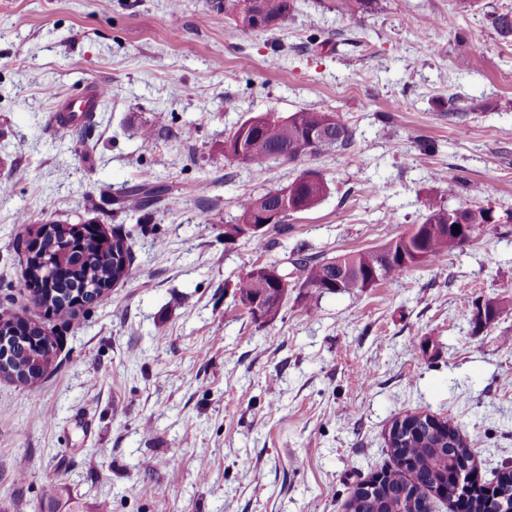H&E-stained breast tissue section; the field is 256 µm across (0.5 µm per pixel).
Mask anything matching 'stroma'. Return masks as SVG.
Segmentation results:
<instances>
[{
    "instance_id": "obj_1",
    "label": "stroma",
    "mask_w": 512,
    "mask_h": 512,
    "mask_svg": "<svg viewBox=\"0 0 512 512\" xmlns=\"http://www.w3.org/2000/svg\"><path fill=\"white\" fill-rule=\"evenodd\" d=\"M297 5L246 31L214 0H0V305L55 343L41 381L0 378V512H345L391 466L392 421L419 411L474 444L483 483L512 467V40L488 21L512 0H376L358 22ZM91 82L112 96L86 152L52 109ZM301 109L339 113L351 147L301 166L225 158L243 121ZM305 166L329 184L316 207L267 249L225 239L239 198ZM138 183L165 201L117 212ZM440 204L496 221L359 294L292 288L267 322L238 301L246 272L297 245L373 248ZM49 219L121 228L133 256L68 323L25 278L28 230ZM486 300L503 312L480 331Z\"/></svg>"
}]
</instances>
